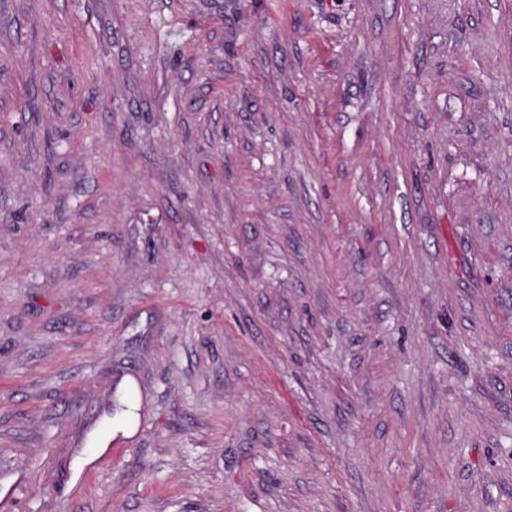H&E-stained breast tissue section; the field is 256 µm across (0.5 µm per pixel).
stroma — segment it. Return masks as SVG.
<instances>
[{"label": "stroma", "mask_w": 512, "mask_h": 512, "mask_svg": "<svg viewBox=\"0 0 512 512\" xmlns=\"http://www.w3.org/2000/svg\"><path fill=\"white\" fill-rule=\"evenodd\" d=\"M2 477L512 512V0H0Z\"/></svg>", "instance_id": "obj_1"}]
</instances>
